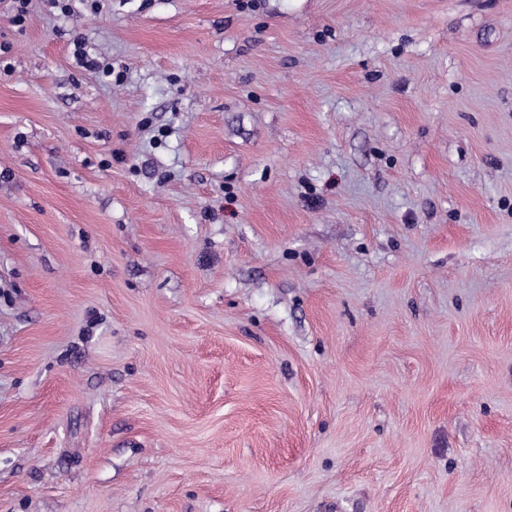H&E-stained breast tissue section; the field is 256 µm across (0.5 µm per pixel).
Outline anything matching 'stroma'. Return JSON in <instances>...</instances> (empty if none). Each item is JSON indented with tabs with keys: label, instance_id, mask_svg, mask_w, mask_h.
<instances>
[{
	"label": "stroma",
	"instance_id": "stroma-1",
	"mask_svg": "<svg viewBox=\"0 0 512 512\" xmlns=\"http://www.w3.org/2000/svg\"><path fill=\"white\" fill-rule=\"evenodd\" d=\"M10 6L0 512H512V0Z\"/></svg>",
	"mask_w": 512,
	"mask_h": 512
}]
</instances>
